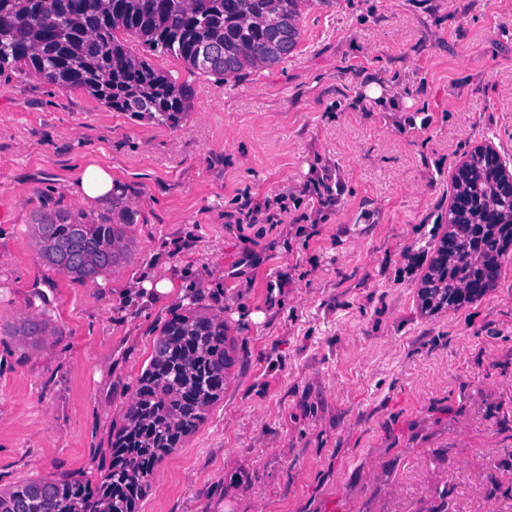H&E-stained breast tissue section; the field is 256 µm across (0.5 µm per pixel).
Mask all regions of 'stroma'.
Listing matches in <instances>:
<instances>
[{"label":"stroma","instance_id":"1","mask_svg":"<svg viewBox=\"0 0 512 512\" xmlns=\"http://www.w3.org/2000/svg\"><path fill=\"white\" fill-rule=\"evenodd\" d=\"M300 27L224 83L151 56L194 90L175 125L0 74L1 489L96 467L159 327L194 310L237 360L140 512H512V262L455 312L417 288L458 160L481 139L512 160V0L310 2ZM89 161L110 202L73 194ZM324 172L344 190L319 220L302 189ZM55 214L127 225L126 257L93 282L49 269L32 226ZM145 278L172 293L127 299ZM43 317L39 343L4 333Z\"/></svg>","mask_w":512,"mask_h":512}]
</instances>
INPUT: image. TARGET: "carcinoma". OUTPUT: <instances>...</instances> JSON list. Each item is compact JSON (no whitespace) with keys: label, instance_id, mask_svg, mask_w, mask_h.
Returning a JSON list of instances; mask_svg holds the SVG:
<instances>
[{"label":"carcinoma","instance_id":"obj_1","mask_svg":"<svg viewBox=\"0 0 512 512\" xmlns=\"http://www.w3.org/2000/svg\"><path fill=\"white\" fill-rule=\"evenodd\" d=\"M305 0H0V72L29 65L45 82L82 89L116 112L174 125L190 111L193 88L133 54L122 28L148 47L222 81L284 62L300 39ZM500 157L481 154L453 177L449 231L430 255L419 289L431 315L457 311L499 285L512 248V182ZM43 262L77 281H94L126 256L123 224L59 215L34 225ZM45 318L14 333L34 341ZM235 362L224 318L179 314L155 337L132 399L112 426L97 477L37 479L0 491V512H138L163 459L224 398Z\"/></svg>","mask_w":512,"mask_h":512}]
</instances>
